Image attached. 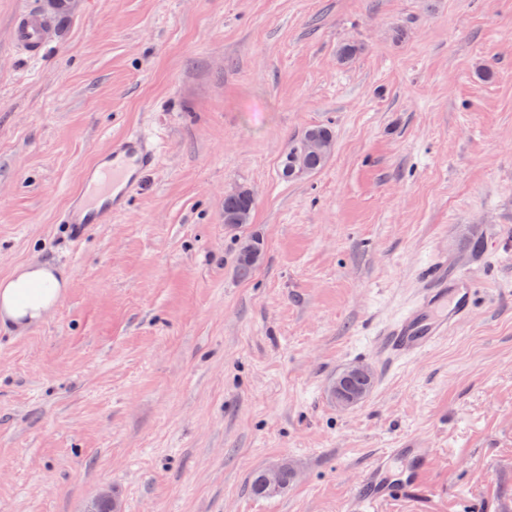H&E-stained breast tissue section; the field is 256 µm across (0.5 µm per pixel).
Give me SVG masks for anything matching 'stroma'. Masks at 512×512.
I'll use <instances>...</instances> for the list:
<instances>
[{
  "label": "stroma",
  "mask_w": 512,
  "mask_h": 512,
  "mask_svg": "<svg viewBox=\"0 0 512 512\" xmlns=\"http://www.w3.org/2000/svg\"><path fill=\"white\" fill-rule=\"evenodd\" d=\"M25 2L0 0V280L66 286L40 324L0 321V512L104 488L121 512H344L408 442L429 512H512V0H77L37 60L12 43ZM317 125L331 158L283 180ZM128 131L158 163L73 241L58 217ZM237 186L255 208L229 230ZM443 264L475 276L469 317L389 364L374 331ZM358 363L372 389L340 408ZM246 196L251 201H255L253 191L245 187H235L234 189L225 193V196ZM224 196V219L231 213H235L244 207L250 206V216L254 210L255 202L249 204L247 200L241 197H225ZM366 376L370 378L372 370L368 365H351L343 370V372L336 377L330 387V393L336 400V404L340 408H350L362 402L369 391L364 387H355L352 381L356 377ZM288 470V473H285ZM285 473V474H284ZM284 474V475H283ZM293 474V466L288 462L280 464L274 468L267 469L264 471V481H263V471H259L255 473L250 479V489L256 495L269 496L278 493L280 490L288 485L289 477L288 475ZM283 475V478H282ZM282 478V483L281 482ZM271 484H279L275 486H267Z\"/></svg>",
  "instance_id": "stroma-1"
}]
</instances>
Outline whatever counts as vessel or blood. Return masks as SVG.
I'll return each mask as SVG.
<instances>
[{
    "label": "vessel or blood",
    "mask_w": 512,
    "mask_h": 512,
    "mask_svg": "<svg viewBox=\"0 0 512 512\" xmlns=\"http://www.w3.org/2000/svg\"><path fill=\"white\" fill-rule=\"evenodd\" d=\"M67 16V0H57L55 12L48 13L40 7L21 10L16 14L12 27L15 48L29 58H39L55 41L60 22ZM157 158V147L145 134L133 132L113 140L110 152L101 163L91 169L87 177L100 192L111 195L117 183L134 184L140 170L151 167ZM122 208V200L113 197L110 208L101 210L97 200L90 194H79L70 208L61 217L68 224L73 238H81L90 225L108 223L113 212ZM426 278L430 283L420 309L407 313L386 332L381 346L386 353L404 359L417 351L429 348L446 339L471 310L472 294L465 291L468 274H451L443 268L428 269ZM444 305L443 314L436 319H427L423 310ZM395 457L406 459L410 467L408 474L398 484L384 480L382 472L386 463ZM432 457L428 448H390L378 455L369 465L364 480L345 505V512H368L376 502L399 496L426 502L430 489L425 482V473Z\"/></svg>",
    "instance_id": "obj_1"
}]
</instances>
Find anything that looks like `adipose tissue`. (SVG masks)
I'll return each instance as SVG.
<instances>
[{"label": "adipose tissue", "mask_w": 512, "mask_h": 512, "mask_svg": "<svg viewBox=\"0 0 512 512\" xmlns=\"http://www.w3.org/2000/svg\"><path fill=\"white\" fill-rule=\"evenodd\" d=\"M62 281L50 270L21 267L0 282V318L27 326L43 320L60 298Z\"/></svg>", "instance_id": "obj_1"}]
</instances>
